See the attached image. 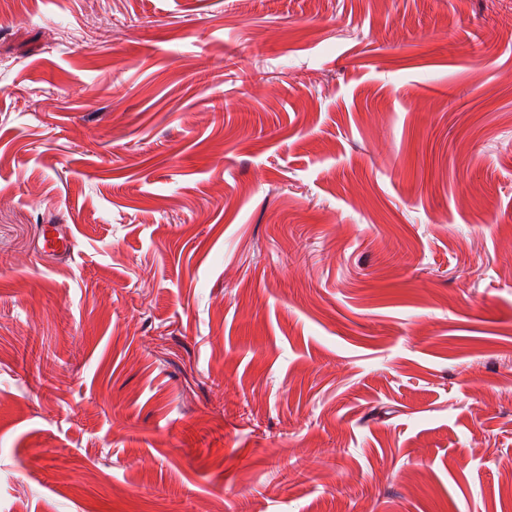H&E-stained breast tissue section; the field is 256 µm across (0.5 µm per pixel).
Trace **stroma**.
I'll use <instances>...</instances> for the list:
<instances>
[{
    "label": "stroma",
    "instance_id": "35a3bbf8",
    "mask_svg": "<svg viewBox=\"0 0 512 512\" xmlns=\"http://www.w3.org/2000/svg\"><path fill=\"white\" fill-rule=\"evenodd\" d=\"M0 25V512H512V0ZM40 243V244H39ZM74 240L60 224H44L38 250L45 256L67 257L74 251Z\"/></svg>",
    "mask_w": 512,
    "mask_h": 512
}]
</instances>
